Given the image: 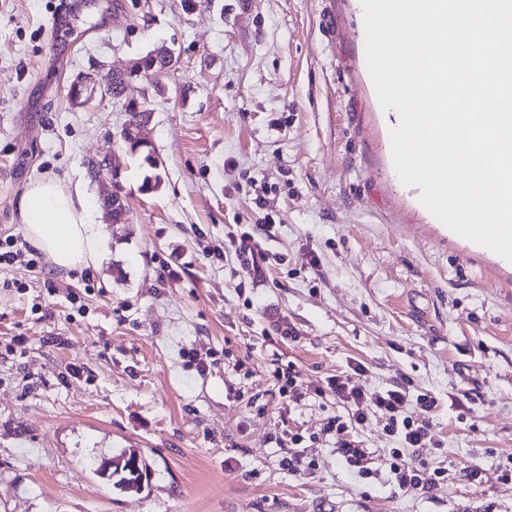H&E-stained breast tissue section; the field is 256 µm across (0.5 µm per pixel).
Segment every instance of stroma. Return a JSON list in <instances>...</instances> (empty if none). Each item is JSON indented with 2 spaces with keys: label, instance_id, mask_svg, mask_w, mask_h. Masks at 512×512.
<instances>
[{
  "label": "stroma",
  "instance_id": "35a3bbf8",
  "mask_svg": "<svg viewBox=\"0 0 512 512\" xmlns=\"http://www.w3.org/2000/svg\"><path fill=\"white\" fill-rule=\"evenodd\" d=\"M160 48L168 73L72 105L78 76ZM128 100L153 114L158 168L119 141ZM396 124L361 0H0V239L22 234L31 180L97 198L87 164L103 156L128 216L106 224L93 286L0 268V512H512V267L401 182ZM243 230L257 281L208 252ZM286 365L292 399L273 377ZM342 374L405 387L413 416L418 395L436 399L437 447L404 456L442 481L411 491L346 468L325 431L349 412L325 389ZM384 424L348 429L376 461L401 445ZM295 434L314 467L294 475ZM127 448L149 469L138 492L89 466Z\"/></svg>",
  "mask_w": 512,
  "mask_h": 512
}]
</instances>
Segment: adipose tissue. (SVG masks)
Instances as JSON below:
<instances>
[{
    "mask_svg": "<svg viewBox=\"0 0 512 512\" xmlns=\"http://www.w3.org/2000/svg\"><path fill=\"white\" fill-rule=\"evenodd\" d=\"M19 213L25 235L50 266L80 271L101 259L106 233L81 186L67 187L51 177L34 179L20 199Z\"/></svg>",
    "mask_w": 512,
    "mask_h": 512,
    "instance_id": "1",
    "label": "adipose tissue"
}]
</instances>
